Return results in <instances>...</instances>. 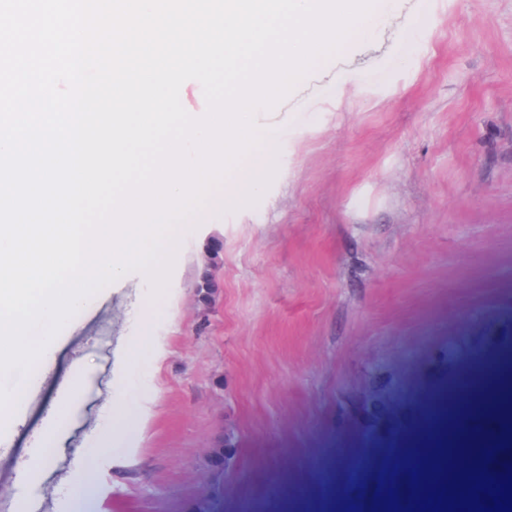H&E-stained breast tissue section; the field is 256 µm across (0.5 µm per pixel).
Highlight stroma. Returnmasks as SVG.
Returning <instances> with one entry per match:
<instances>
[{
    "mask_svg": "<svg viewBox=\"0 0 512 512\" xmlns=\"http://www.w3.org/2000/svg\"><path fill=\"white\" fill-rule=\"evenodd\" d=\"M258 122L277 174L258 203L179 232L167 350L133 394L151 417L132 461L88 456L110 424L116 354L147 294L131 272L97 293L0 430V512H71L80 470L96 512H288L333 466L344 512H407L429 467L397 452L446 385L456 424L479 433L493 474L512 465L484 389L452 381L512 346V0H375L350 45L315 64ZM209 271L213 286L197 282ZM89 364L76 419L36 479V455L72 365ZM364 462L361 481L343 476Z\"/></svg>",
    "mask_w": 512,
    "mask_h": 512,
    "instance_id": "1",
    "label": "stroma"
}]
</instances>
